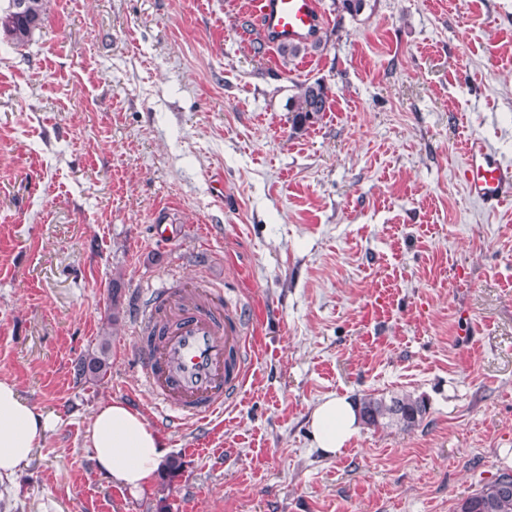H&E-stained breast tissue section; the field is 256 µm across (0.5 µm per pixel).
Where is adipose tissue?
Listing matches in <instances>:
<instances>
[{
    "label": "adipose tissue",
    "instance_id": "obj_1",
    "mask_svg": "<svg viewBox=\"0 0 512 512\" xmlns=\"http://www.w3.org/2000/svg\"><path fill=\"white\" fill-rule=\"evenodd\" d=\"M48 420L28 406L15 385L0 380V479L12 476L42 442ZM310 428L316 446L334 456L349 444L360 428L356 402L329 396L313 410ZM100 471L132 492L153 481L162 458L158 432L142 412L120 400L103 403L86 433Z\"/></svg>",
    "mask_w": 512,
    "mask_h": 512
}]
</instances>
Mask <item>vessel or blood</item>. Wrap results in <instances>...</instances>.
Instances as JSON below:
<instances>
[{
    "label": "vessel or blood",
    "instance_id": "vessel-or-blood-1",
    "mask_svg": "<svg viewBox=\"0 0 512 512\" xmlns=\"http://www.w3.org/2000/svg\"><path fill=\"white\" fill-rule=\"evenodd\" d=\"M250 12L276 44L307 40L321 23L316 0H250ZM462 175L467 195L488 210L512 198V163L481 140L467 141ZM247 322L218 289L159 288L140 309L139 382L169 411L170 425L207 419L245 385Z\"/></svg>",
    "mask_w": 512,
    "mask_h": 512
}]
</instances>
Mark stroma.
I'll return each instance as SVG.
<instances>
[{"mask_svg": "<svg viewBox=\"0 0 512 512\" xmlns=\"http://www.w3.org/2000/svg\"><path fill=\"white\" fill-rule=\"evenodd\" d=\"M248 2L44 0L26 45L0 36V380L51 421L0 512H455L512 474V200L485 211L459 175L473 138L512 159V0H317L321 46L289 65ZM317 80L329 108L293 133ZM189 280L253 311L254 352L222 414L173 430L136 316ZM105 335L110 374L77 382ZM369 393L427 414L323 455L313 409ZM112 399L175 477L99 471Z\"/></svg>", "mask_w": 512, "mask_h": 512, "instance_id": "obj_1", "label": "stroma"}]
</instances>
